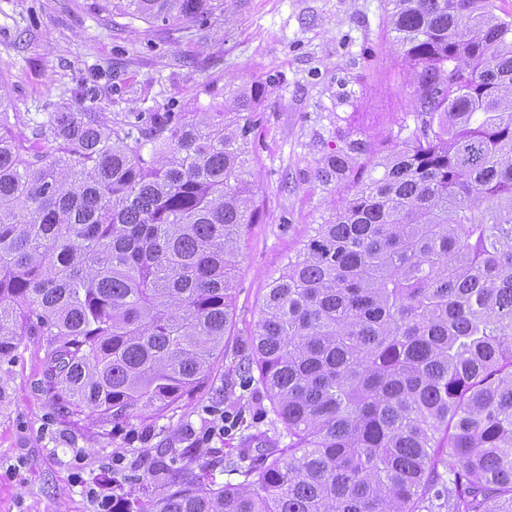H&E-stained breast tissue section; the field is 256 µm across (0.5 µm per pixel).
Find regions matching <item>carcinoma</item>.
<instances>
[{
  "instance_id": "obj_1",
  "label": "carcinoma",
  "mask_w": 512,
  "mask_h": 512,
  "mask_svg": "<svg viewBox=\"0 0 512 512\" xmlns=\"http://www.w3.org/2000/svg\"><path fill=\"white\" fill-rule=\"evenodd\" d=\"M414 128L272 279L241 373L288 445L244 435L215 488L168 448L112 512H512V14L388 0ZM147 23L215 0H117ZM254 84L224 109L110 122L64 103L31 139L0 92V364L47 337L45 387L118 428L208 382L259 220ZM368 152L324 156L339 178Z\"/></svg>"
}]
</instances>
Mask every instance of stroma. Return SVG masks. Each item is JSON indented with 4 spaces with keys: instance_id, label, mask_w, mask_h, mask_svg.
I'll return each mask as SVG.
<instances>
[{
    "instance_id": "35a3bbf8",
    "label": "stroma",
    "mask_w": 512,
    "mask_h": 512,
    "mask_svg": "<svg viewBox=\"0 0 512 512\" xmlns=\"http://www.w3.org/2000/svg\"><path fill=\"white\" fill-rule=\"evenodd\" d=\"M387 10L386 0H224L206 23L149 25L97 0H0V83L26 118L14 129L21 138L84 85V107L116 121L212 112L225 88H266L250 135L262 219L240 242L233 324L210 390L118 430L69 418L42 389L44 337H22L0 366V512H96L100 493L148 502L159 489L143 474L162 448L194 449L195 472L215 486L239 482L216 451L239 447L241 431L216 433L210 409L274 428L264 392L241 385L236 367L251 354L272 277L346 192L347 181L320 180L321 160L352 140L380 151L412 122L410 71Z\"/></svg>"
}]
</instances>
